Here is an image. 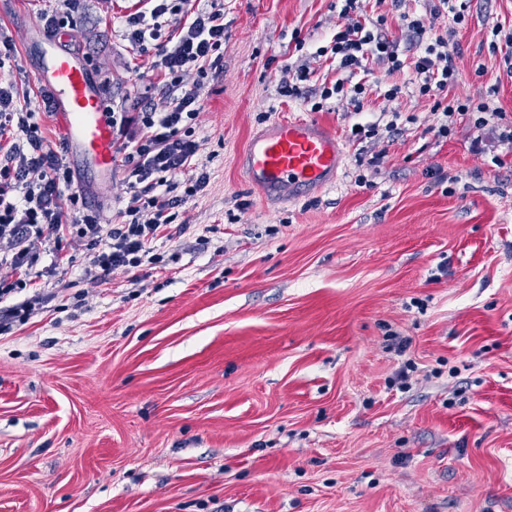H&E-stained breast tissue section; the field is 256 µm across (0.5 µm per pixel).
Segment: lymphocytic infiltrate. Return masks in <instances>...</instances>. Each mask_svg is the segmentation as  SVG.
<instances>
[{
    "instance_id": "f902f5d3",
    "label": "lymphocytic infiltrate",
    "mask_w": 512,
    "mask_h": 512,
    "mask_svg": "<svg viewBox=\"0 0 512 512\" xmlns=\"http://www.w3.org/2000/svg\"><path fill=\"white\" fill-rule=\"evenodd\" d=\"M360 10L361 0H342L344 23L330 45L340 69L356 70L371 58L389 76L411 67L420 96L432 99L434 111L442 115L434 127L436 136H450L457 119L482 129L493 117L497 141L512 149V118L506 112L456 96L455 57L433 25L423 17L401 14L404 27L425 44L407 65L385 32L386 17L365 24L356 18ZM174 16L179 19L175 25L170 22ZM125 37L133 50L153 52L155 68L174 94L164 112L146 106L133 114L114 101L108 109L115 154L130 194L125 223L111 225L86 211L83 194L71 188L64 146L46 139L34 112L19 105L14 85H0V135L9 137L0 146V267L31 272L40 248L58 255L70 240L83 247L90 276L140 268L151 241L176 220L177 208L205 188L207 176L202 173L190 178L183 195L166 192L173 176L196 166L194 123L201 109L200 91L183 86L182 76L191 68L219 67L224 57L223 9L195 11L190 0H158L150 13L127 17Z\"/></svg>"
}]
</instances>
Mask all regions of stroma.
Listing matches in <instances>:
<instances>
[{
    "instance_id": "35a3bbf8",
    "label": "stroma",
    "mask_w": 512,
    "mask_h": 512,
    "mask_svg": "<svg viewBox=\"0 0 512 512\" xmlns=\"http://www.w3.org/2000/svg\"><path fill=\"white\" fill-rule=\"evenodd\" d=\"M221 3L222 68L183 76L201 86L209 182L153 241L157 263L91 281L82 249L59 273L43 251L40 277L0 296V512H512V162H491L506 146L461 120L435 136L412 70L390 100L372 60L362 112L281 97L300 66L312 90L341 78L316 54L336 0ZM436 3L364 0L362 13L389 16L406 60L419 48L396 17H424L456 52L457 94L512 114L491 45L494 27L512 31V0H470L462 27ZM62 4L0 0L16 45L0 78L19 93H38L30 22ZM145 6L81 0L71 46L115 96L162 112L152 54L123 35ZM289 119L332 129L343 167L321 192L268 200L238 156ZM355 123L380 132L351 141ZM72 174L122 223L121 169L107 186ZM28 300L33 314L10 319Z\"/></svg>"
}]
</instances>
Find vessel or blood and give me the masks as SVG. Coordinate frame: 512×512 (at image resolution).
Returning <instances> with one entry per match:
<instances>
[{
    "mask_svg": "<svg viewBox=\"0 0 512 512\" xmlns=\"http://www.w3.org/2000/svg\"><path fill=\"white\" fill-rule=\"evenodd\" d=\"M40 62L33 74L53 96L61 135L100 174L116 162L112 123L100 87L87 65L60 45V38L39 31ZM342 149L327 128L304 120L276 121L253 137L239 165L253 186L266 195L307 194L335 184Z\"/></svg>",
    "mask_w": 512,
    "mask_h": 512,
    "instance_id": "vessel-or-blood-1",
    "label": "vessel or blood"
}]
</instances>
